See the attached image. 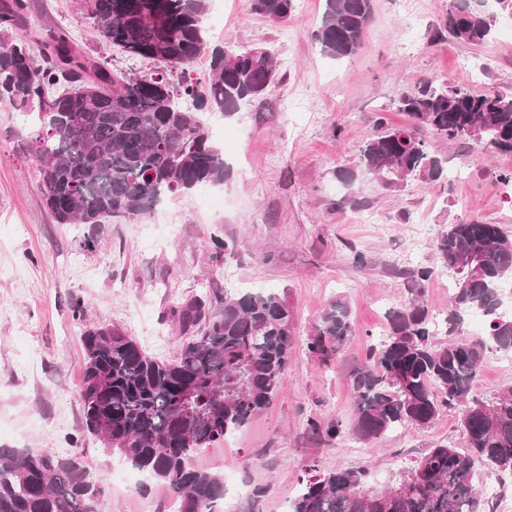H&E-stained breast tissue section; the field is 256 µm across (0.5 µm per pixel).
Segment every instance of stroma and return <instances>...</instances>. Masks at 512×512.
<instances>
[{"label": "stroma", "instance_id": "obj_1", "mask_svg": "<svg viewBox=\"0 0 512 512\" xmlns=\"http://www.w3.org/2000/svg\"><path fill=\"white\" fill-rule=\"evenodd\" d=\"M17 35L64 28L87 50L111 57L115 70L132 63L92 36L89 0H27ZM453 0H373L362 49L336 61L313 38L324 0H294L287 22L251 10L250 0H208L211 44L270 49L283 76L259 103L234 118L204 116L231 167L213 186L224 206L201 204L199 191L160 203L139 220L58 224L47 210L41 176L30 153L34 116L0 104V447L69 453L82 439L79 396L87 319L117 327L149 354L177 355L184 342L169 310L205 298L211 307L229 285L285 295L295 316L286 379L271 405L239 431L203 452L195 464L223 474L226 495L242 489L238 512H286L309 465L324 472L363 467L370 486L394 485L404 470L438 445L461 448L456 410L443 409L426 427L399 428L379 447L356 439L351 372L386 333L385 314L410 294L412 274L431 268L425 298L436 320L448 312L454 277L434 240L449 225L478 220L512 235V155L484 153L467 142L433 146L461 180L412 182L391 191L372 175L352 186L337 168L355 164L364 135L404 127L402 93L424 82L512 95V21L497 22L491 39L474 46L448 33ZM433 239L419 258L408 255L416 218ZM230 242L215 255L214 241ZM363 254L364 264L352 261ZM346 303L354 333L329 363L306 342L323 308ZM338 422L336 439L310 422ZM168 512L166 484L109 487L99 512H139L142 503Z\"/></svg>", "mask_w": 512, "mask_h": 512}]
</instances>
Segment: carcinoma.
Returning <instances> with one entry per match:
<instances>
[{
  "mask_svg": "<svg viewBox=\"0 0 512 512\" xmlns=\"http://www.w3.org/2000/svg\"><path fill=\"white\" fill-rule=\"evenodd\" d=\"M206 2L92 0L97 38L153 63L146 72L113 71L109 59L85 50L64 28L0 54V103L37 108L31 152L56 223L134 221L168 196L229 177L201 114L236 116L276 84L279 72L266 48L211 45ZM324 2L314 40L333 60L354 55L372 0ZM251 8L276 21L291 14L293 0H251ZM26 9V0H0V41L12 39ZM494 19L468 0H454L448 31L481 45ZM204 55L205 77L187 76L185 68ZM401 110L413 124L365 136L358 163L336 169L340 183L353 185L363 171L388 189L443 178L447 161L430 152L429 134L512 154V97L428 83L402 94ZM436 251L456 275L443 320L448 339H433L425 300L430 271L421 270L408 300L389 309L386 338L350 375L357 399L353 435L378 442L396 428L428 426L449 407L458 409L467 448L431 449L382 492L367 489L364 469L323 473L311 466L289 512H495L478 477L512 476V386L490 400L473 388L487 353L512 352V316L495 300L499 285L512 280V240L498 224H451ZM475 310L489 317V332L466 343L457 333ZM170 316L190 339L162 360L117 328L87 323L83 307H75L85 326L83 433L164 481L179 512H214L224 499V476L192 459L271 404L288 370L293 311L276 292L244 291L224 293L214 312L196 299ZM352 334L349 309L336 300L323 309L306 348L327 363ZM105 491L80 448L67 456L0 448V512H88Z\"/></svg>",
  "mask_w": 512,
  "mask_h": 512,
  "instance_id": "carcinoma-1",
  "label": "carcinoma"
}]
</instances>
